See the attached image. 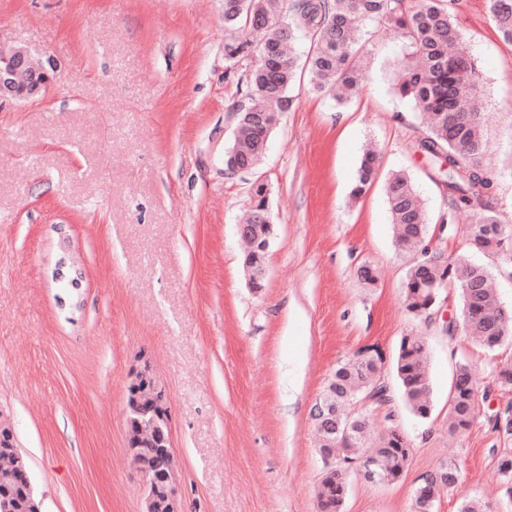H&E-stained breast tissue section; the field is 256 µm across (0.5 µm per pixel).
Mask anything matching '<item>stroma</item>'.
<instances>
[{
	"instance_id": "1",
	"label": "stroma",
	"mask_w": 512,
	"mask_h": 512,
	"mask_svg": "<svg viewBox=\"0 0 512 512\" xmlns=\"http://www.w3.org/2000/svg\"><path fill=\"white\" fill-rule=\"evenodd\" d=\"M461 52L477 66L497 177L494 207L512 226V48L487 0L453 6ZM0 43L53 57L54 83L36 103L0 104V411L10 419L42 512H143L141 475L126 447L130 375L149 362L170 406L182 512H320L324 463L311 417L337 361L401 336L431 347L434 412L396 407L412 448L400 481L353 476L343 512H414L422 475L455 459L457 486L433 512L465 498L512 512L495 430L512 390L490 351L448 341L410 314L409 260L396 250L384 176L406 171L432 244L448 205L414 150L423 127L395 90L406 42L372 23L358 44L363 85L343 105L297 73L292 106L256 175L224 173L236 82L225 75L224 0H0ZM380 177L351 189L367 146ZM266 183L274 235L261 287L243 264L236 226L253 179ZM377 273L363 283L361 266ZM476 368V419L448 433L455 364Z\"/></svg>"
}]
</instances>
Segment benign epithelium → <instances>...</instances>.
<instances>
[{"mask_svg":"<svg viewBox=\"0 0 512 512\" xmlns=\"http://www.w3.org/2000/svg\"><path fill=\"white\" fill-rule=\"evenodd\" d=\"M56 62L52 58L39 60L23 45L0 47V102L32 101L42 98L53 84ZM151 366L145 362L132 374L134 392L126 399V413L137 415L128 418L135 428H127V447L131 448L132 462L141 474L145 485V512H180V499L176 481V461L171 434L163 433L151 422L138 418L143 412V401L151 399L161 404L167 401L165 392L156 383L149 382ZM0 429L7 438L0 441V479L10 477L20 458L13 428L0 420ZM164 446L166 466L161 471L150 472L143 464V456Z\"/></svg>","mask_w":512,"mask_h":512,"instance_id":"obj_1","label":"benign epithelium"}]
</instances>
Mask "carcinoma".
Segmentation results:
<instances>
[{
  "label": "carcinoma",
  "instance_id": "cac0c4a2",
  "mask_svg": "<svg viewBox=\"0 0 512 512\" xmlns=\"http://www.w3.org/2000/svg\"><path fill=\"white\" fill-rule=\"evenodd\" d=\"M452 0H224V26L235 33L224 42V59L239 72L241 94L233 107L235 133L225 152V172L235 175L248 166L256 170L264 160L271 133L288 112V96L297 68L308 73L317 92L338 89L337 103L347 102L360 83L354 57L353 32L359 22L376 20L391 27L410 49L411 61L399 72L395 89L423 113L426 129L415 149L433 165V180L444 186L448 197V222L440 232L454 233V212L466 207L471 213L470 247L512 266V227L501 223L491 204L495 179L485 165L483 132L485 112L474 84L463 81L475 73L474 60L458 51L459 33L450 11ZM490 12L503 43L512 47V0H489ZM310 41L304 61L294 45ZM252 112L264 118L250 117ZM380 157L374 150L364 155L353 196L358 198L379 171ZM385 197L397 250L412 257L401 290L407 311L433 325V314L443 300L458 297L462 321L450 318L435 326L453 339L459 329L493 350L512 342V311L491 291V268L460 255L446 258L431 246L426 210L411 177L404 171L391 173L385 181ZM270 208L263 183L250 189V211ZM272 225L252 228V245L246 248L245 268L253 287H261ZM431 352L426 338L401 337L393 366H388L380 346L367 344L336 364L319 403L336 406V431L319 435V454L333 464L324 470L319 487L320 512H342L349 487L348 464L360 470H377L385 484L399 481L408 468L412 449L397 428L389 426L376 435L363 406L381 409L391 404L393 392L388 369H393L404 407L415 417L427 419L433 409L430 372ZM502 389L512 388V365L492 368ZM476 388L471 365L455 364L449 396L448 430L463 434L476 418ZM453 480L438 483L432 475L422 477L414 491L416 512H433L435 501L458 482V464L445 461ZM501 483L512 498V453L498 460Z\"/></svg>",
  "mask_w": 512,
  "mask_h": 512
}]
</instances>
